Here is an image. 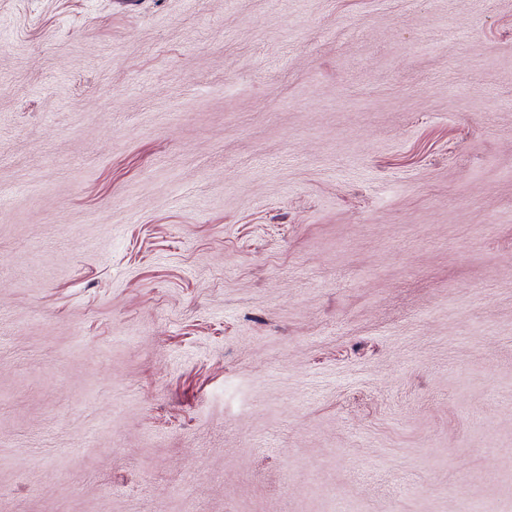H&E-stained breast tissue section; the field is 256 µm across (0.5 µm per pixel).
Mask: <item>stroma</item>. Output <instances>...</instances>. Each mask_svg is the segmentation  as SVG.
I'll use <instances>...</instances> for the list:
<instances>
[{
	"label": "stroma",
	"mask_w": 512,
	"mask_h": 512,
	"mask_svg": "<svg viewBox=\"0 0 512 512\" xmlns=\"http://www.w3.org/2000/svg\"><path fill=\"white\" fill-rule=\"evenodd\" d=\"M0 512H512V0H0Z\"/></svg>",
	"instance_id": "35a3bbf8"
}]
</instances>
